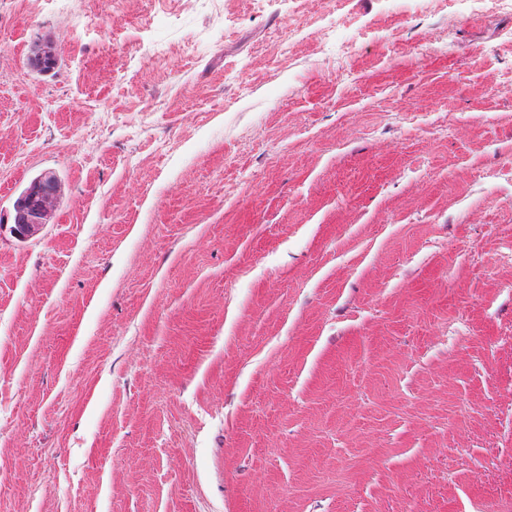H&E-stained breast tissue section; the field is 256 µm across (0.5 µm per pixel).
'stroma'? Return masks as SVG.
Here are the masks:
<instances>
[{"label": "stroma", "mask_w": 512, "mask_h": 512, "mask_svg": "<svg viewBox=\"0 0 512 512\" xmlns=\"http://www.w3.org/2000/svg\"><path fill=\"white\" fill-rule=\"evenodd\" d=\"M223 2L0 0V512H512V11Z\"/></svg>", "instance_id": "obj_1"}]
</instances>
